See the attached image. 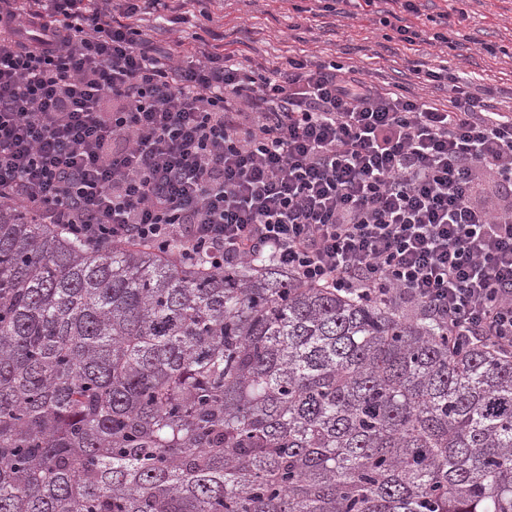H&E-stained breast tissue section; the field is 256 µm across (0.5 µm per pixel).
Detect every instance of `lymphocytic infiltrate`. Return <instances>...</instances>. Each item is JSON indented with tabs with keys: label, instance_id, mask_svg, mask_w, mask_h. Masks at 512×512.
<instances>
[{
	"label": "lymphocytic infiltrate",
	"instance_id": "lymphocytic-infiltrate-1",
	"mask_svg": "<svg viewBox=\"0 0 512 512\" xmlns=\"http://www.w3.org/2000/svg\"><path fill=\"white\" fill-rule=\"evenodd\" d=\"M169 0H0V206L95 249L269 258L512 353V113L143 37Z\"/></svg>",
	"mask_w": 512,
	"mask_h": 512
}]
</instances>
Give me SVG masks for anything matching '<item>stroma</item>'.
Segmentation results:
<instances>
[{
    "instance_id": "1",
    "label": "stroma",
    "mask_w": 512,
    "mask_h": 512,
    "mask_svg": "<svg viewBox=\"0 0 512 512\" xmlns=\"http://www.w3.org/2000/svg\"><path fill=\"white\" fill-rule=\"evenodd\" d=\"M304 0H200L198 13L171 32L161 34L158 45L172 47L176 36L209 26L223 34L237 60L254 63L281 61L289 51L306 50L314 64L337 62L371 70L374 80L395 85L406 95H423L447 103L448 91L422 87L414 71L420 66L445 65L470 77L473 89L501 111L512 110V0H468L466 19H459L455 0H433L416 24L427 32L454 27L461 34L449 47L420 45L407 49L396 39L379 14L353 19L333 15L306 19L297 8ZM492 43L502 53L490 57L482 46Z\"/></svg>"
}]
</instances>
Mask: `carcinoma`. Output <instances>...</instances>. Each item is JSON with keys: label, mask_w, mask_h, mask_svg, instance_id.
<instances>
[{"label": "carcinoma", "mask_w": 512, "mask_h": 512, "mask_svg": "<svg viewBox=\"0 0 512 512\" xmlns=\"http://www.w3.org/2000/svg\"><path fill=\"white\" fill-rule=\"evenodd\" d=\"M0 512H512V355L0 206Z\"/></svg>", "instance_id": "obj_1"}]
</instances>
